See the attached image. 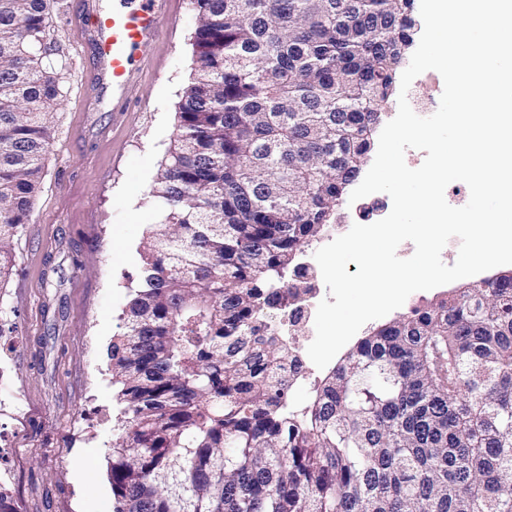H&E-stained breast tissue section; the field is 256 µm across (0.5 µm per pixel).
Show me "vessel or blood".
I'll return each mask as SVG.
<instances>
[{
    "instance_id": "1",
    "label": "vessel or blood",
    "mask_w": 512,
    "mask_h": 512,
    "mask_svg": "<svg viewBox=\"0 0 512 512\" xmlns=\"http://www.w3.org/2000/svg\"><path fill=\"white\" fill-rule=\"evenodd\" d=\"M170 0H114L112 10L87 12L85 20L96 34V62L112 85L113 97L130 92L135 65L151 47L159 21Z\"/></svg>"
}]
</instances>
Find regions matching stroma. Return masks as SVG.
<instances>
[{"label": "stroma", "instance_id": "stroma-1", "mask_svg": "<svg viewBox=\"0 0 512 512\" xmlns=\"http://www.w3.org/2000/svg\"><path fill=\"white\" fill-rule=\"evenodd\" d=\"M49 0L45 44L61 76L52 144L31 220L0 285V486L19 512H112L108 454L121 407L107 350L123 332L140 245L157 223L148 193L194 66L197 15L173 0L117 112L93 64L83 7Z\"/></svg>", "mask_w": 512, "mask_h": 512}]
</instances>
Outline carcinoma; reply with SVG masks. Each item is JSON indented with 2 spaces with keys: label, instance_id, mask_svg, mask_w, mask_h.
<instances>
[{
  "label": "carcinoma",
  "instance_id": "carcinoma-1",
  "mask_svg": "<svg viewBox=\"0 0 512 512\" xmlns=\"http://www.w3.org/2000/svg\"><path fill=\"white\" fill-rule=\"evenodd\" d=\"M160 221L108 351L113 512H512V273L372 329L295 415L263 336L333 223L414 42L415 0H192ZM46 0H0V282L60 104Z\"/></svg>",
  "mask_w": 512,
  "mask_h": 512
}]
</instances>
